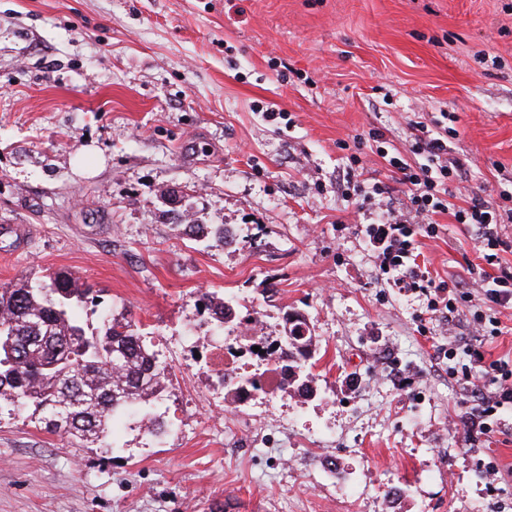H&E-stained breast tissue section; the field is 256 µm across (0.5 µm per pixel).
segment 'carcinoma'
Masks as SVG:
<instances>
[{"label": "carcinoma", "mask_w": 512, "mask_h": 512, "mask_svg": "<svg viewBox=\"0 0 512 512\" xmlns=\"http://www.w3.org/2000/svg\"><path fill=\"white\" fill-rule=\"evenodd\" d=\"M186 234L212 247L226 243L222 224H186ZM99 295L67 271L47 280L26 278L0 286V410L15 411L47 432L113 447V426L132 410L149 416L147 433L166 427L159 406L171 373L168 363L146 342L128 315L107 312L95 332L77 316L83 304L97 306ZM204 292L198 305L224 322L232 301ZM284 316L282 346L288 349V384L295 375L313 393L309 361L315 336L305 319Z\"/></svg>", "instance_id": "obj_1"}]
</instances>
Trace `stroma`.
<instances>
[{
    "instance_id": "obj_1",
    "label": "stroma",
    "mask_w": 512,
    "mask_h": 512,
    "mask_svg": "<svg viewBox=\"0 0 512 512\" xmlns=\"http://www.w3.org/2000/svg\"><path fill=\"white\" fill-rule=\"evenodd\" d=\"M437 118L471 189L511 209L512 0H0V225L32 228L0 234V284L70 271L100 292L85 325L131 313L172 367L159 440L134 416L114 451L79 448L0 415V512H512V410L503 432L457 427L465 352L512 359V306L476 289L431 314L365 234L404 198L380 150L409 156ZM357 152L390 193L342 196ZM432 220L431 278L486 268L467 226ZM203 292L237 319L217 327ZM255 309L271 342L306 316L314 395L216 391L201 342L245 352ZM178 227L184 226L186 234L204 238L211 247H224L226 241V228L224 224H176Z\"/></svg>"
}]
</instances>
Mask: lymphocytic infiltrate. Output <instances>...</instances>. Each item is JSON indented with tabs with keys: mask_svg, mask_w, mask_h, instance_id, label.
I'll return each mask as SVG.
<instances>
[{
	"mask_svg": "<svg viewBox=\"0 0 512 512\" xmlns=\"http://www.w3.org/2000/svg\"><path fill=\"white\" fill-rule=\"evenodd\" d=\"M411 151L417 155V163H408L398 155L387 159L388 165L398 172L400 183L406 187L404 213L388 212L382 223L369 227L370 237L382 245L379 259L386 267V275L400 291H419L428 295L430 310H457V300L451 297L450 292L469 287V280L459 279L449 285L435 283L413 258L417 235L431 238L438 232L431 220L432 215L448 212L455 223L476 231L486 252V261L498 267L497 273L484 274L479 281L486 301L502 307L511 304L512 266L497 264L498 252L505 247L498 233V226L504 221L503 215L477 195L472 197L467 207L458 209L442 196L441 188L448 180L449 170L446 160L448 145L440 134L417 137ZM466 354L468 362L464 375L488 379L495 390L487 393L483 389H475L469 409L460 423L466 433L478 431L485 434L491 430L488 419L494 411L512 404V365L504 360L486 362L483 351L477 348L467 349Z\"/></svg>",
	"mask_w": 512,
	"mask_h": 512,
	"instance_id": "obj_1",
	"label": "lymphocytic infiltrate"
}]
</instances>
